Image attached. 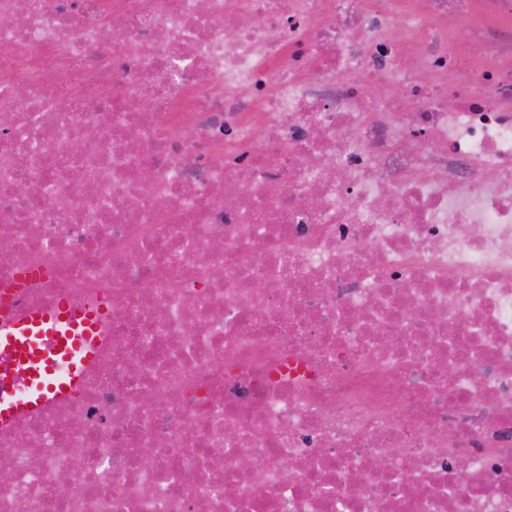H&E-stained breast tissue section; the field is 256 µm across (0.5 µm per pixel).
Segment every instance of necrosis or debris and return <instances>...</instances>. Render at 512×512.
Wrapping results in <instances>:
<instances>
[{
	"instance_id": "necrosis-or-debris-1",
	"label": "necrosis or debris",
	"mask_w": 512,
	"mask_h": 512,
	"mask_svg": "<svg viewBox=\"0 0 512 512\" xmlns=\"http://www.w3.org/2000/svg\"><path fill=\"white\" fill-rule=\"evenodd\" d=\"M469 2L0 0V287L111 304L0 427V512H512V52L449 54Z\"/></svg>"
}]
</instances>
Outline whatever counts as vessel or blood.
I'll use <instances>...</instances> for the list:
<instances>
[{
    "instance_id": "1",
    "label": "vessel or blood",
    "mask_w": 512,
    "mask_h": 512,
    "mask_svg": "<svg viewBox=\"0 0 512 512\" xmlns=\"http://www.w3.org/2000/svg\"><path fill=\"white\" fill-rule=\"evenodd\" d=\"M110 309L107 301L17 315L0 300V426L40 413L52 402L76 397Z\"/></svg>"
}]
</instances>
